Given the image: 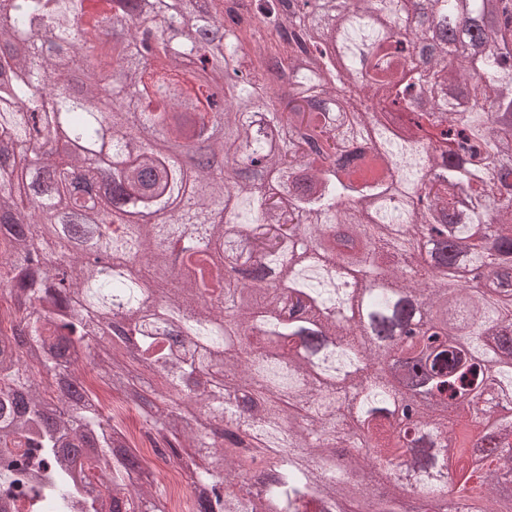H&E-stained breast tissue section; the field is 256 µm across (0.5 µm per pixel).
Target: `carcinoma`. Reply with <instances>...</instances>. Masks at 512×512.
Masks as SVG:
<instances>
[{
  "instance_id": "1",
  "label": "carcinoma",
  "mask_w": 512,
  "mask_h": 512,
  "mask_svg": "<svg viewBox=\"0 0 512 512\" xmlns=\"http://www.w3.org/2000/svg\"><path fill=\"white\" fill-rule=\"evenodd\" d=\"M221 2L0 0V512H165L87 364L196 512H512V0H250L298 33L257 68ZM142 58L162 97L102 111ZM210 122L224 176L170 165ZM70 228L113 263L66 287ZM84 77L78 72H72L66 81L57 83L53 77H45L40 89L43 93H49L56 97H77Z\"/></svg>"
}]
</instances>
